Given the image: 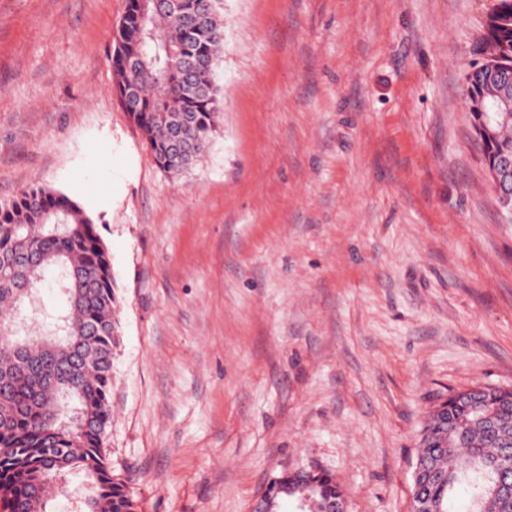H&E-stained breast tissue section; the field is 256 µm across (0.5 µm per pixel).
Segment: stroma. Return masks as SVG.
Here are the masks:
<instances>
[{
	"label": "stroma",
	"instance_id": "35a3bbf8",
	"mask_svg": "<svg viewBox=\"0 0 512 512\" xmlns=\"http://www.w3.org/2000/svg\"><path fill=\"white\" fill-rule=\"evenodd\" d=\"M496 3L221 0V122L171 177L115 92L126 0H0V202L62 191L108 248L104 448L137 512H252L310 469L345 512H411L432 409L512 388V224L465 83ZM320 485L322 486L323 496L318 495V498L325 496L340 498L342 496L341 490L333 477L325 471H321ZM336 498L328 500L322 512H344V500L339 501Z\"/></svg>",
	"mask_w": 512,
	"mask_h": 512
}]
</instances>
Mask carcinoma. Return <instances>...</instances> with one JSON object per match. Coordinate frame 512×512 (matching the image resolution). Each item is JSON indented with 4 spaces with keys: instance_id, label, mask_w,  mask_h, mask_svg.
I'll use <instances>...</instances> for the list:
<instances>
[{
    "instance_id": "obj_1",
    "label": "carcinoma",
    "mask_w": 512,
    "mask_h": 512,
    "mask_svg": "<svg viewBox=\"0 0 512 512\" xmlns=\"http://www.w3.org/2000/svg\"><path fill=\"white\" fill-rule=\"evenodd\" d=\"M147 15L127 6L111 56L119 101L163 172L181 174L205 152L221 102L214 83L224 50L219 0H185ZM484 54L512 56V29L487 25ZM50 273L65 301L54 331L28 334L26 347L0 344V512H47L54 478L68 468L89 477L84 512H135L112 474L104 439L112 421V345L117 336L108 249L92 219L69 195L29 186L0 203V313L23 307ZM472 397L502 426L475 422L468 398L448 397V421L431 419L420 459L436 481H415L416 512H454L449 494L465 484L466 512H512L482 486L512 466V390L474 387Z\"/></svg>"
}]
</instances>
